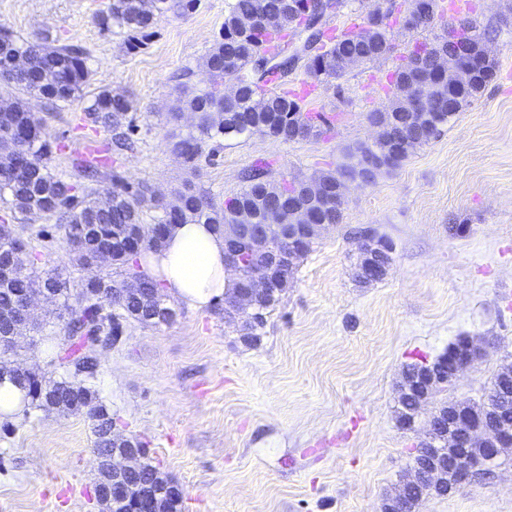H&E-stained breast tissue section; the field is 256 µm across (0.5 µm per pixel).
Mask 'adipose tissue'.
<instances>
[{"instance_id": "ef3b65f1", "label": "adipose tissue", "mask_w": 512, "mask_h": 512, "mask_svg": "<svg viewBox=\"0 0 512 512\" xmlns=\"http://www.w3.org/2000/svg\"><path fill=\"white\" fill-rule=\"evenodd\" d=\"M225 238L211 225H173L145 261L161 289L195 310L224 299L232 278L224 268Z\"/></svg>"}]
</instances>
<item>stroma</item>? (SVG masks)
Instances as JSON below:
<instances>
[{
    "mask_svg": "<svg viewBox=\"0 0 512 512\" xmlns=\"http://www.w3.org/2000/svg\"><path fill=\"white\" fill-rule=\"evenodd\" d=\"M109 0H0V28L89 48L92 88L134 103V150L116 157L103 131L82 124L81 103L27 96L64 149L50 163L74 181L89 147L113 175L173 200L184 182L216 201L238 192L257 161L272 178L335 168L347 147L370 141V112L387 103L386 76L411 39L398 29L377 63L322 82L308 108L335 118L326 139L283 143L261 135L222 141L214 160L188 172L169 148L179 84L208 89L203 64L228 0H197L157 15L134 40L100 31ZM448 22L476 20L490 34L495 78L437 138L369 185H350L341 224L301 258L259 345L243 343L223 303L177 306L160 327L127 326L100 358L95 382L118 431L145 443L152 465L183 489L180 512H380L410 474L431 414L443 402L482 403L512 365V0H465ZM392 243L388 276L356 278L357 231ZM491 349L423 407L412 429L397 423L399 384L410 363L433 361L458 337ZM94 425L84 415L34 407L0 416V512H103L94 495ZM420 512H512V449L491 477Z\"/></svg>",
    "mask_w": 512,
    "mask_h": 512,
    "instance_id": "stroma-1",
    "label": "stroma"
}]
</instances>
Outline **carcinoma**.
Returning a JSON list of instances; mask_svg holds the SVG:
<instances>
[{"label": "carcinoma", "mask_w": 512, "mask_h": 512, "mask_svg": "<svg viewBox=\"0 0 512 512\" xmlns=\"http://www.w3.org/2000/svg\"><path fill=\"white\" fill-rule=\"evenodd\" d=\"M164 2L109 0L95 21L105 32L118 29L133 38L153 27ZM417 2V23L405 28L414 39L389 76L387 105L368 115L385 128L384 140L347 148L344 161L335 170L315 172L305 180L271 179L270 166L263 161L245 173L240 191L222 204L187 186L178 192L180 205L170 210L168 203L148 193L147 185L134 188L114 172L112 181L118 190L109 205H104L89 186L68 182L51 172L48 162L62 145L46 130L42 119L22 99L15 98L11 111L0 112V266L10 268V275L0 279V327L6 326L5 314L21 294L47 289L60 301L64 335L70 343L65 353L57 350L52 357L66 368L59 378L40 379L0 358V380L6 377L14 383L29 406L89 417L94 422L95 451L101 454L112 447V413L100 401L98 391L87 384L97 378L99 352L112 348L116 344L113 337L123 335L129 323L159 327L176 318L175 309L165 303L158 284L139 263L144 252L162 245L155 237L141 234L146 211L159 213L157 224L164 232L173 224L189 221L211 224L219 233L235 224L241 232V213L250 216L254 224L267 223L271 215L281 224H339L343 208L336 207L332 195L343 177L362 173L368 157L380 160L381 174L395 169L412 150L429 143L493 80L496 62L487 52L486 32L469 19L447 28L444 0ZM308 4L309 0H231L204 66L217 79L223 73L230 76L237 82V92L225 96L219 82L206 91L185 85L172 113L175 119L184 111L197 118L199 136L170 142L171 152L189 169L196 170L203 156L213 155L204 152V145L222 137L259 134L288 143L329 136L332 121L282 89L288 77L301 75L315 84L323 77L340 78L354 67L379 62L391 53L393 28L399 25L393 10L382 18L369 11L361 16V22L328 37L314 21L301 26ZM304 31L309 36L303 55L285 54L288 39ZM457 44L464 46L471 58L482 61L465 79L440 64L441 57ZM277 54L284 55V63L268 70L260 67L268 56ZM15 55L27 57L25 74L14 79L19 90L53 104L87 99L83 108L86 120L110 136L113 150L120 154L133 148V119L129 118L133 101L108 88L85 96L90 71L83 45L54 46L47 35L28 40L1 28L0 68ZM420 99L427 102V108L416 107ZM34 216L55 221V227L64 232L72 266L84 272L76 288H71L62 270L40 271L28 259L30 241L17 227H25ZM105 245L111 248L110 272L97 262V253ZM241 261L246 272L253 273L264 266L266 257L246 251ZM120 288H150L155 295H130L122 308L114 309L112 293ZM279 301L278 294L259 300L256 315L238 326L239 335L249 337L253 345L260 343L267 315ZM499 388L496 377L490 404L477 407L479 419L468 436L471 448L484 447L490 426L485 416L499 409L505 415L495 426L501 447H512V389L500 401ZM419 409L420 402L414 397L399 399L397 422L401 428L413 427ZM439 494L440 487L424 484L409 494L407 512H419L427 497Z\"/></svg>", "instance_id": "cac0c4a2"}]
</instances>
